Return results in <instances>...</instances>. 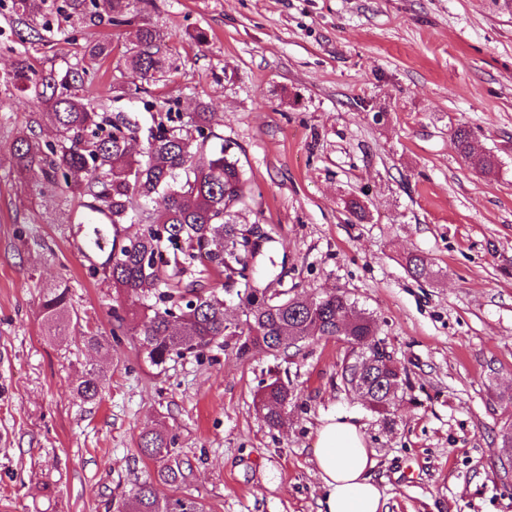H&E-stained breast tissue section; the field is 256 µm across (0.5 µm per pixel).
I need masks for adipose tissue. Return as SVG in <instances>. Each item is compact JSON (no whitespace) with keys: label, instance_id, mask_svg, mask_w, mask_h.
<instances>
[{"label":"adipose tissue","instance_id":"ef3b65f1","mask_svg":"<svg viewBox=\"0 0 512 512\" xmlns=\"http://www.w3.org/2000/svg\"><path fill=\"white\" fill-rule=\"evenodd\" d=\"M313 464L325 491L319 512H381L382 494L372 474L376 460L350 415H332L320 425Z\"/></svg>","mask_w":512,"mask_h":512}]
</instances>
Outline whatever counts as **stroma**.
<instances>
[{"label": "stroma", "mask_w": 512, "mask_h": 512, "mask_svg": "<svg viewBox=\"0 0 512 512\" xmlns=\"http://www.w3.org/2000/svg\"><path fill=\"white\" fill-rule=\"evenodd\" d=\"M170 36L174 62L155 97L192 112L240 157L266 235L258 287L302 296L339 289L376 321V338L411 387L387 414L344 384L346 346L302 342L290 358L239 357L233 344L149 368L131 337L109 351L115 293L71 215L39 195L13 143L56 132L48 109L0 83V512H107L153 470L140 435L178 436L192 472L181 493L208 512H319L313 448L321 421L355 416L374 452L383 512H512V11L497 0H146L134 23L51 33L38 56L65 68L87 41L86 95L99 111L149 116L118 87L143 24ZM205 44L192 40L197 31ZM467 126L497 156L473 172L453 134ZM354 197L368 212L344 208ZM412 256L431 274L415 278ZM66 280L80 320L50 331L47 285ZM96 369L99 398L76 386ZM287 383L288 417L269 427L261 384Z\"/></svg>", "instance_id": "35a3bbf8"}]
</instances>
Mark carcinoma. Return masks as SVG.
Listing matches in <instances>:
<instances>
[{"mask_svg":"<svg viewBox=\"0 0 512 512\" xmlns=\"http://www.w3.org/2000/svg\"><path fill=\"white\" fill-rule=\"evenodd\" d=\"M44 0H11L17 32L31 52L18 60L3 81L44 104L56 126V139L42 143L20 133L13 157L22 170H38L41 193L62 198L77 194L85 209L81 219L92 225L87 240L102 255L92 274L112 282L116 306L112 307V335L127 324L143 359L160 368L185 354L200 353L228 337H238L237 353H287L309 338L329 339L347 326L349 345L341 366L342 381L362 383V397L378 413L395 405L407 378L388 367L392 361L376 336L372 315L359 309L346 292L333 290L317 297L267 294L252 285L247 270L255 243L247 234L246 213L251 211L252 185L230 145L219 140L209 125L206 106L183 113L170 100L149 94L148 86L165 80L172 67L169 36L144 24L130 49L131 72L126 76L127 95L152 113L147 145L135 150L138 125L122 114L112 117L96 112L81 95L91 84L88 67L78 63L63 71L37 69V46L52 32L51 17L71 24L69 40H76L79 26L95 22L100 11L115 27L131 23L140 0H52L49 15L37 23ZM465 161L486 176L496 172L491 153L473 147L471 132L461 126L455 133ZM161 200L156 209L150 203ZM124 224L138 226L121 235ZM213 276L224 277V286L236 287L241 314L228 321L224 296L204 287ZM42 317L57 332L73 324L69 286L59 282L47 289ZM102 376L89 370L77 387L88 401L96 399ZM292 393L279 380L261 386L257 409L271 426L288 414ZM140 451L152 462L153 474L132 484L127 504L130 512H206L196 497L173 494L161 498L154 482L180 488L188 478L177 452V436L167 429L145 431Z\"/></svg>","mask_w":512,"mask_h":512,"instance_id":"cac0c4a2","label":"carcinoma"}]
</instances>
